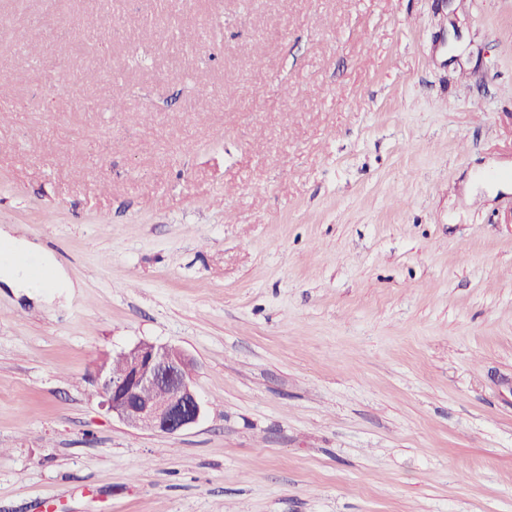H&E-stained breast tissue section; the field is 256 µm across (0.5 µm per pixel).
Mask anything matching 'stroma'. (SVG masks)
Returning <instances> with one entry per match:
<instances>
[{
	"label": "stroma",
	"mask_w": 512,
	"mask_h": 512,
	"mask_svg": "<svg viewBox=\"0 0 512 512\" xmlns=\"http://www.w3.org/2000/svg\"><path fill=\"white\" fill-rule=\"evenodd\" d=\"M0 225L77 285L0 283V512H512V0H0ZM116 358L125 363L122 372L112 371L108 357L97 368L98 386L113 417L130 428L169 436L198 422L203 405L191 384V360L183 350L140 342ZM145 390L162 397L145 399Z\"/></svg>",
	"instance_id": "stroma-1"
}]
</instances>
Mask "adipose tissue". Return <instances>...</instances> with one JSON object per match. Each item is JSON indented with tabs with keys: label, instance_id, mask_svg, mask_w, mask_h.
<instances>
[{
	"label": "adipose tissue",
	"instance_id": "adipose-tissue-1",
	"mask_svg": "<svg viewBox=\"0 0 512 512\" xmlns=\"http://www.w3.org/2000/svg\"><path fill=\"white\" fill-rule=\"evenodd\" d=\"M1 240H4L8 250L0 256V278L8 279L20 288L45 289L68 296L73 295L75 285L63 269H56L54 279L48 283L38 281L31 275L29 267L24 263L25 258L37 257L46 264L51 261L50 256L39 254L34 243L9 234Z\"/></svg>",
	"mask_w": 512,
	"mask_h": 512
}]
</instances>
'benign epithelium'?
<instances>
[{
    "instance_id": "benign-epithelium-1",
    "label": "benign epithelium",
    "mask_w": 512,
    "mask_h": 512,
    "mask_svg": "<svg viewBox=\"0 0 512 512\" xmlns=\"http://www.w3.org/2000/svg\"><path fill=\"white\" fill-rule=\"evenodd\" d=\"M117 357L125 363L123 371H112L108 357L97 368L98 386L112 416L133 429L169 436L198 422L203 405L183 350L140 342Z\"/></svg>"
}]
</instances>
